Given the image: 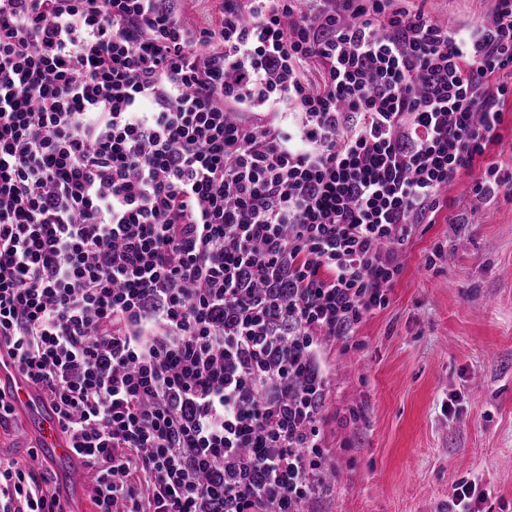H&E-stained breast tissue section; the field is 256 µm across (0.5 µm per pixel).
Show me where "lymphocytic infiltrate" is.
<instances>
[{
    "label": "lymphocytic infiltrate",
    "instance_id": "obj_1",
    "mask_svg": "<svg viewBox=\"0 0 512 512\" xmlns=\"http://www.w3.org/2000/svg\"><path fill=\"white\" fill-rule=\"evenodd\" d=\"M0 0V345L95 512H316L331 344L462 173L491 202L512 0ZM292 122L279 121L282 109ZM0 512H66L0 457ZM224 0H181L178 2L183 20L191 25L203 26L209 20L221 17ZM493 0H426L427 14L449 31L462 32L475 25L490 11Z\"/></svg>",
    "mask_w": 512,
    "mask_h": 512
}]
</instances>
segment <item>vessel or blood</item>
Returning <instances> with one entry per match:
<instances>
[{
	"label": "vessel or blood",
	"instance_id": "vessel-or-blood-1",
	"mask_svg": "<svg viewBox=\"0 0 512 512\" xmlns=\"http://www.w3.org/2000/svg\"><path fill=\"white\" fill-rule=\"evenodd\" d=\"M0 391L13 402L29 433L37 440L45 461L67 473L77 458L58 425L57 415L38 389L17 369L7 348H0Z\"/></svg>",
	"mask_w": 512,
	"mask_h": 512
}]
</instances>
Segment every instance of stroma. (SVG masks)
Wrapping results in <instances>:
<instances>
[{"mask_svg":"<svg viewBox=\"0 0 512 512\" xmlns=\"http://www.w3.org/2000/svg\"><path fill=\"white\" fill-rule=\"evenodd\" d=\"M492 0H425L453 32ZM473 179L448 189L464 223L432 225L405 249L390 304L332 347L327 446L338 489L321 512H448L475 480L481 512H512V187L477 205ZM447 248L435 266L436 243ZM359 413L347 421L349 409Z\"/></svg>","mask_w":512,"mask_h":512,"instance_id":"obj_1","label":"stroma"}]
</instances>
